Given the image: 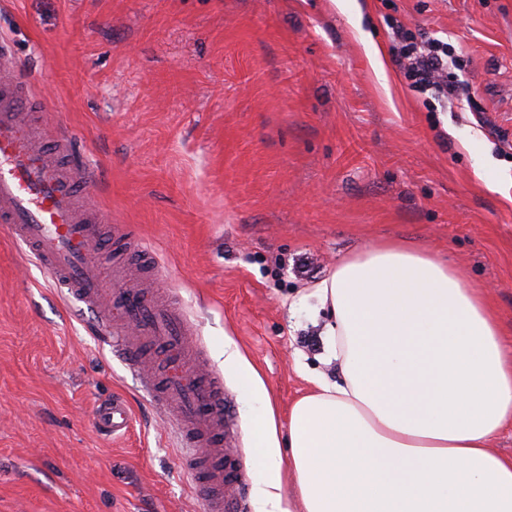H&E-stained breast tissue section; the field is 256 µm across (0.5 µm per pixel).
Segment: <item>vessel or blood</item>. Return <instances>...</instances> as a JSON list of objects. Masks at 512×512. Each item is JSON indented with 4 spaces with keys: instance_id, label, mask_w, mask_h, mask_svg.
I'll return each mask as SVG.
<instances>
[{
    "instance_id": "b4317fda",
    "label": "vessel or blood",
    "mask_w": 512,
    "mask_h": 512,
    "mask_svg": "<svg viewBox=\"0 0 512 512\" xmlns=\"http://www.w3.org/2000/svg\"><path fill=\"white\" fill-rule=\"evenodd\" d=\"M14 66L0 69V225L65 289L94 313L112 348L140 379L152 400L169 410L191 453L184 461L208 512H234L228 498L237 485L235 455L224 429L230 421L224 379L208 369L184 310L156 293L109 287L97 258L98 225L79 212L77 185L96 174L81 165L59 166L46 154L43 130L27 121V102L14 92ZM95 425L118 435L130 425L120 397L99 405Z\"/></svg>"
}]
</instances>
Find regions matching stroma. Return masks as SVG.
Wrapping results in <instances>:
<instances>
[{
	"instance_id": "obj_1",
	"label": "stroma",
	"mask_w": 512,
	"mask_h": 512,
	"mask_svg": "<svg viewBox=\"0 0 512 512\" xmlns=\"http://www.w3.org/2000/svg\"><path fill=\"white\" fill-rule=\"evenodd\" d=\"M465 50L472 104L411 91L390 24ZM24 96L93 169L224 376L254 512L232 340L280 435L320 361L316 285L394 239L446 257L512 323V0H0ZM128 433L92 414L114 396ZM163 407L0 230V512H207Z\"/></svg>"
}]
</instances>
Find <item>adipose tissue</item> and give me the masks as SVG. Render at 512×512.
I'll return each instance as SVG.
<instances>
[{
    "mask_svg": "<svg viewBox=\"0 0 512 512\" xmlns=\"http://www.w3.org/2000/svg\"><path fill=\"white\" fill-rule=\"evenodd\" d=\"M316 295L339 376L313 377L287 440L258 373L224 343L251 409L256 512H512V458L492 449L512 428V332L487 292L389 241L341 261Z\"/></svg>",
    "mask_w": 512,
    "mask_h": 512,
    "instance_id": "obj_1",
    "label": "adipose tissue"
}]
</instances>
